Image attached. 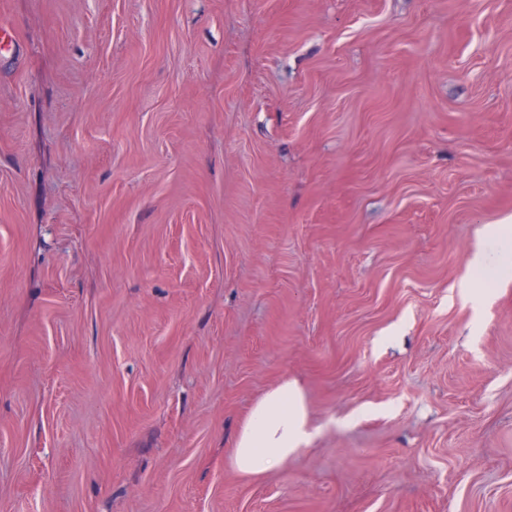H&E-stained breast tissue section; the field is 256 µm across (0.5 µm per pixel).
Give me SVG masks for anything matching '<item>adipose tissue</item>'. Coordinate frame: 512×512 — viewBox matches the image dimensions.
<instances>
[{
    "label": "adipose tissue",
    "mask_w": 512,
    "mask_h": 512,
    "mask_svg": "<svg viewBox=\"0 0 512 512\" xmlns=\"http://www.w3.org/2000/svg\"><path fill=\"white\" fill-rule=\"evenodd\" d=\"M471 264L483 276L495 278L512 270V237L501 225L483 226ZM314 436L299 383L282 379L264 393L240 420L230 441L227 465L240 476L256 480L287 465L307 449Z\"/></svg>",
    "instance_id": "1"
}]
</instances>
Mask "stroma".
Masks as SVG:
<instances>
[{"label":"stroma","instance_id":"35a3bbf8","mask_svg":"<svg viewBox=\"0 0 512 512\" xmlns=\"http://www.w3.org/2000/svg\"><path fill=\"white\" fill-rule=\"evenodd\" d=\"M487 224L512 0H0V512H512ZM313 436L302 388L296 380L283 378L240 420L226 463L240 476L256 480L288 465Z\"/></svg>","mask_w":512,"mask_h":512}]
</instances>
